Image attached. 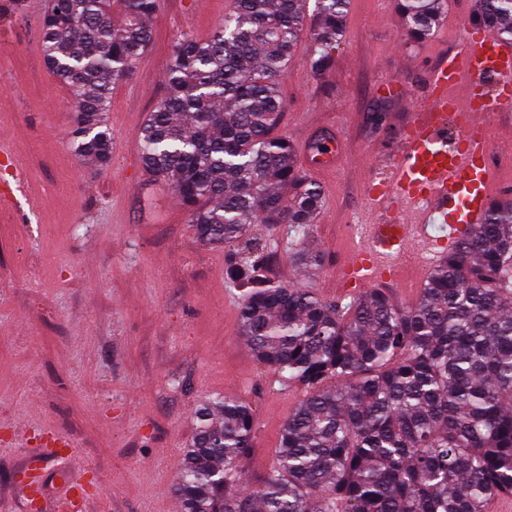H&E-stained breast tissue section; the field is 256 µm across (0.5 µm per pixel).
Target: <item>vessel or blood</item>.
Instances as JSON below:
<instances>
[{
  "mask_svg": "<svg viewBox=\"0 0 512 512\" xmlns=\"http://www.w3.org/2000/svg\"><path fill=\"white\" fill-rule=\"evenodd\" d=\"M428 98L413 104L402 145L387 182L365 181V224L336 266L337 293L398 289L420 277L440 255L431 225L447 224L449 241L464 225L480 223L487 201L512 187V172L491 159L492 118L512 115V42L467 29L461 46L438 63L427 81ZM455 128L454 141L446 131ZM74 452L29 458L24 470L30 496L42 498L43 471L57 464L63 488L54 512L71 506L90 512L83 484L70 480Z\"/></svg>",
  "mask_w": 512,
  "mask_h": 512,
  "instance_id": "obj_1",
  "label": "vessel or blood"
}]
</instances>
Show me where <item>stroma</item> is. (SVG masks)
Instances as JSON below:
<instances>
[{
  "mask_svg": "<svg viewBox=\"0 0 512 512\" xmlns=\"http://www.w3.org/2000/svg\"><path fill=\"white\" fill-rule=\"evenodd\" d=\"M229 0H158L152 44L112 88L107 168L70 146L71 93L46 68L40 6L0 0V160L23 165L37 208L0 210V512H30L19 489L32 453L69 443L72 471L99 486L93 512H180L173 484L195 433L194 411L229 396L256 411L242 470L258 486L302 394L261 370L237 334L240 300L223 247L200 242L188 210L141 166V128L165 94L177 38H206ZM477 0H447L434 34L404 40L395 0H351L332 64L314 72L302 39L280 78V134L340 141L335 171L306 170L323 190L310 245L323 256L308 287L332 293L343 226L364 211L362 159L386 177L430 70L462 40Z\"/></svg>",
  "mask_w": 512,
  "mask_h": 512,
  "instance_id": "stroma-1",
  "label": "stroma"
}]
</instances>
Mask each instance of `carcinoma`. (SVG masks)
Returning a JSON list of instances; mask_svg holds the SVG:
<instances>
[{
  "label": "carcinoma",
  "instance_id": "carcinoma-1",
  "mask_svg": "<svg viewBox=\"0 0 512 512\" xmlns=\"http://www.w3.org/2000/svg\"><path fill=\"white\" fill-rule=\"evenodd\" d=\"M314 9H309V2ZM404 35L434 33L443 0H397ZM157 0H53L43 60L68 85L80 160L111 161L112 85L150 47ZM350 0H231L208 38H180L167 90L137 143L147 174L191 212L197 238L229 255L238 329L259 364L303 393L256 490L239 488L255 411L213 396L173 486L181 512H487L512 494V199L490 200L397 306L369 290L334 303L271 285L253 225L287 227L303 277L322 265L304 243L322 205L278 133L279 77L298 42L329 67ZM474 24L512 41V0H479Z\"/></svg>",
  "mask_w": 512,
  "mask_h": 512
}]
</instances>
